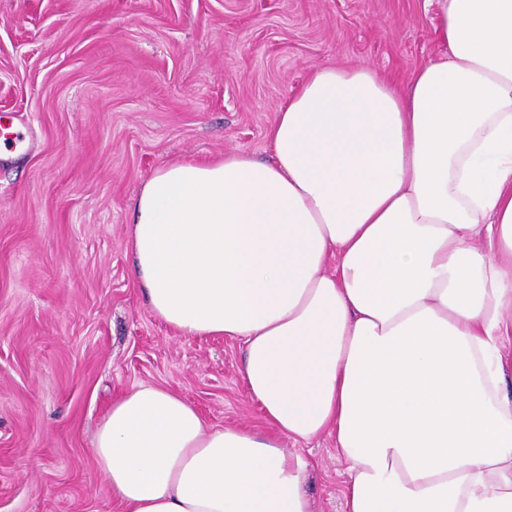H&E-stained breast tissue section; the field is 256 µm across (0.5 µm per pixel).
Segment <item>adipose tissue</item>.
Masks as SVG:
<instances>
[{
    "label": "adipose tissue",
    "instance_id": "adipose-tissue-1",
    "mask_svg": "<svg viewBox=\"0 0 512 512\" xmlns=\"http://www.w3.org/2000/svg\"><path fill=\"white\" fill-rule=\"evenodd\" d=\"M439 57L401 84L312 70L273 160L161 166L129 251L151 312L241 342L260 425L158 386L93 452L121 512H313L335 435L345 512H512V0H434ZM283 446L286 451L306 455L310 461L306 483L314 500V511L343 512L341 488L345 464L336 450L334 437L324 434L311 444L284 440Z\"/></svg>",
    "mask_w": 512,
    "mask_h": 512
}]
</instances>
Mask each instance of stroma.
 Returning <instances> with one entry per match:
<instances>
[{"mask_svg":"<svg viewBox=\"0 0 512 512\" xmlns=\"http://www.w3.org/2000/svg\"><path fill=\"white\" fill-rule=\"evenodd\" d=\"M428 0H0V512H118L92 450L114 397L160 385L207 423L252 426L239 342L177 335L131 269L129 212L162 165L268 159L310 71L406 81L438 57ZM314 512H344L333 436Z\"/></svg>","mask_w":512,"mask_h":512,"instance_id":"35a3bbf8","label":"stroma"}]
</instances>
